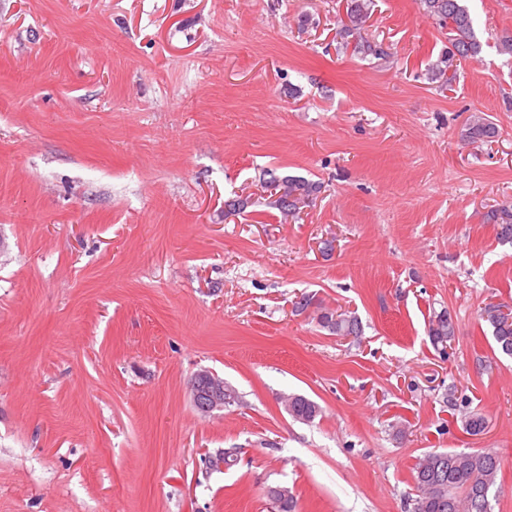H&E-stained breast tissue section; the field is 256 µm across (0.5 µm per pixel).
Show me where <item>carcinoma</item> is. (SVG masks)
Instances as JSON below:
<instances>
[{
    "label": "carcinoma",
    "mask_w": 512,
    "mask_h": 512,
    "mask_svg": "<svg viewBox=\"0 0 512 512\" xmlns=\"http://www.w3.org/2000/svg\"><path fill=\"white\" fill-rule=\"evenodd\" d=\"M426 12L438 25L448 30V50L431 68V78L444 84L451 81V71L461 60L474 59L481 52L472 17L462 0H422ZM372 0H347V22L342 24L339 35L346 46L364 58L372 57L387 62L393 57L391 48L375 38L362 34L370 17ZM499 130L481 112L470 115L466 124V140L479 145L492 141ZM270 186L277 197L275 206L286 216H295L310 202L320 186L303 177H271ZM487 223L496 227V237L501 243L512 244V204L504 203L485 215ZM488 323L497 350L512 357V309L503 304H489L480 313ZM319 323L338 336H359L361 325L356 317L342 313L324 312ZM429 336L434 345L448 347L455 339L456 323L452 314L444 309L435 313L429 321ZM288 415L301 423H311L321 414L320 406L300 395L288 396ZM465 429L471 435H479L486 428V419L479 412L465 417ZM500 469V457L493 449L477 452L449 451L429 452L420 458L414 468L417 497L413 512H492L491 495ZM275 486L266 488L267 499L274 503L276 512H295L293 495L274 497Z\"/></svg>",
    "instance_id": "1"
}]
</instances>
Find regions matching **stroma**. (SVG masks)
Returning a JSON list of instances; mask_svg holds the SVG:
<instances>
[{"instance_id":"obj_1","label":"stroma","mask_w":512,"mask_h":512,"mask_svg":"<svg viewBox=\"0 0 512 512\" xmlns=\"http://www.w3.org/2000/svg\"><path fill=\"white\" fill-rule=\"evenodd\" d=\"M466 5L482 50L442 85L419 0H375L383 65L341 48L346 0H0V512H269L276 484L412 512L419 458L488 448L512 512V358L479 316L512 306L484 219L512 201V0ZM273 175L321 189L287 220ZM204 369L238 403L200 414ZM499 130L495 123L490 121L482 112H473L466 124V140L473 145L493 141ZM429 336L435 346H442L441 350L445 353L448 342L451 345L456 336V323L448 310L434 313L429 321ZM319 323L323 328L338 336L361 335V325L356 317L343 313L324 312L319 316ZM288 415L301 423H312L321 414L320 406L313 400L300 395H288Z\"/></svg>"}]
</instances>
